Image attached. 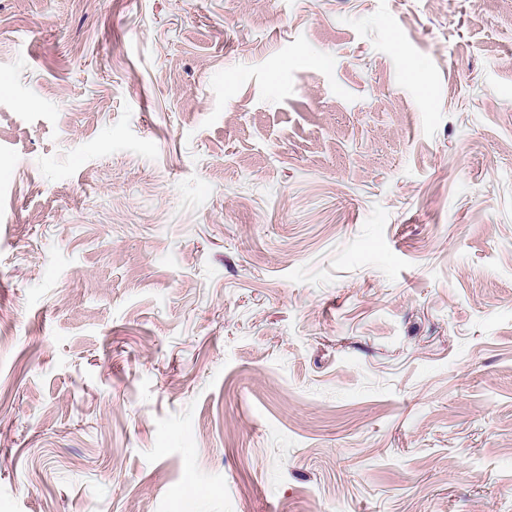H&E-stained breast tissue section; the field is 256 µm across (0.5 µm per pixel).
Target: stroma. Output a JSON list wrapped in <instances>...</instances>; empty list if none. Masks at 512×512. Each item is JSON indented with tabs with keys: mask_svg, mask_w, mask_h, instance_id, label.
<instances>
[{
	"mask_svg": "<svg viewBox=\"0 0 512 512\" xmlns=\"http://www.w3.org/2000/svg\"><path fill=\"white\" fill-rule=\"evenodd\" d=\"M0 512H512V0H0Z\"/></svg>",
	"mask_w": 512,
	"mask_h": 512,
	"instance_id": "obj_1",
	"label": "stroma"
}]
</instances>
